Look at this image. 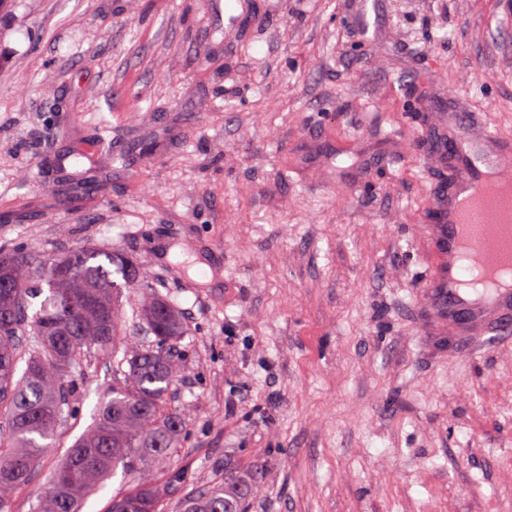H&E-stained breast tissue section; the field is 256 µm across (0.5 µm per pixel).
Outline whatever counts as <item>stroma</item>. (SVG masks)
I'll list each match as a JSON object with an SVG mask.
<instances>
[{
    "instance_id": "obj_1",
    "label": "stroma",
    "mask_w": 512,
    "mask_h": 512,
    "mask_svg": "<svg viewBox=\"0 0 512 512\" xmlns=\"http://www.w3.org/2000/svg\"><path fill=\"white\" fill-rule=\"evenodd\" d=\"M8 0L0 10V246L115 248L183 314L157 481L255 469L248 512H512V340L432 337L419 297L454 110L512 137V0ZM80 148L85 193L55 166ZM75 414L13 497L32 512L95 422ZM356 7V24L358 30L361 31L364 40L371 39L373 35L372 14L374 13L375 4L369 0H360L355 2Z\"/></svg>"
}]
</instances>
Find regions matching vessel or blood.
Masks as SVG:
<instances>
[{
  "instance_id": "vessel-or-blood-1",
  "label": "vessel or blood",
  "mask_w": 512,
  "mask_h": 512,
  "mask_svg": "<svg viewBox=\"0 0 512 512\" xmlns=\"http://www.w3.org/2000/svg\"><path fill=\"white\" fill-rule=\"evenodd\" d=\"M355 7L362 37L371 39L375 4L357 0ZM470 122L463 112L448 117L457 177L429 227L434 262L422 285V299L440 333L485 328L482 342L463 348L466 357L512 336V287L480 290L466 284L468 274L512 266V197L499 191L501 183H512V139L488 128L477 137L467 134Z\"/></svg>"
}]
</instances>
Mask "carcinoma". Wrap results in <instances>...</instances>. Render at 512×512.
<instances>
[{"label":"carcinoma","mask_w":512,"mask_h":512,"mask_svg":"<svg viewBox=\"0 0 512 512\" xmlns=\"http://www.w3.org/2000/svg\"><path fill=\"white\" fill-rule=\"evenodd\" d=\"M1 280L10 288L0 293V412H7L9 425L7 443H0V512H10L11 495L27 482L70 417L77 367L91 349L115 358L112 386L103 394L98 420L67 450L35 512H79L120 468L136 469L141 478L135 488L112 497L110 512H157L164 489L156 473L186 429L168 403L180 372L176 344L184 325L179 312L143 293V320L155 344L143 349L134 340L122 342L118 288L148 284L138 266L116 249L79 248L50 261L23 250L2 251ZM40 296L39 308L30 311ZM22 345L28 358L18 377ZM259 487L256 472L233 471L222 484L181 494L176 509L247 512Z\"/></svg>","instance_id":"cac0c4a2"}]
</instances>
